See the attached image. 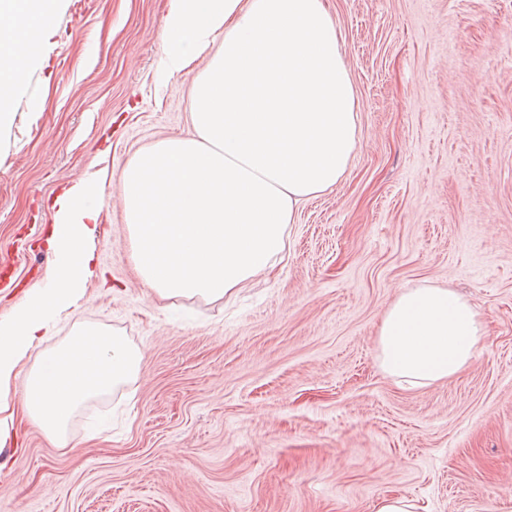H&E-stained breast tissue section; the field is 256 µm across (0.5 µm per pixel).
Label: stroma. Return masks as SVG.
I'll list each match as a JSON object with an SVG mask.
<instances>
[{
    "instance_id": "obj_1",
    "label": "stroma",
    "mask_w": 512,
    "mask_h": 512,
    "mask_svg": "<svg viewBox=\"0 0 512 512\" xmlns=\"http://www.w3.org/2000/svg\"><path fill=\"white\" fill-rule=\"evenodd\" d=\"M169 3L59 0L0 129V320L53 264L55 200L100 165L98 274L40 347L91 325L143 355L67 447L15 421L0 512H512V0H327L358 148L283 260L214 302L144 284L120 200L130 158L191 131V79L161 64ZM424 280L488 336L459 376L403 389L376 333Z\"/></svg>"
}]
</instances>
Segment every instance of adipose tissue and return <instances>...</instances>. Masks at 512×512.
<instances>
[{"instance_id":"adipose-tissue-1","label":"adipose tissue","mask_w":512,"mask_h":512,"mask_svg":"<svg viewBox=\"0 0 512 512\" xmlns=\"http://www.w3.org/2000/svg\"><path fill=\"white\" fill-rule=\"evenodd\" d=\"M56 9L0 0V86H23ZM161 38L170 74L208 61L191 86L192 135L158 140L123 167L124 220L159 297L221 300L274 268L298 205L344 176L357 147L355 89L326 0H171ZM54 209L45 243L55 267L0 320V443L14 426L11 385L29 422L63 447L84 402L140 372L138 348L92 326L27 363L97 275L94 182L72 184ZM485 336L467 298L425 283L388 306L379 365L400 386H430L469 366Z\"/></svg>"}]
</instances>
